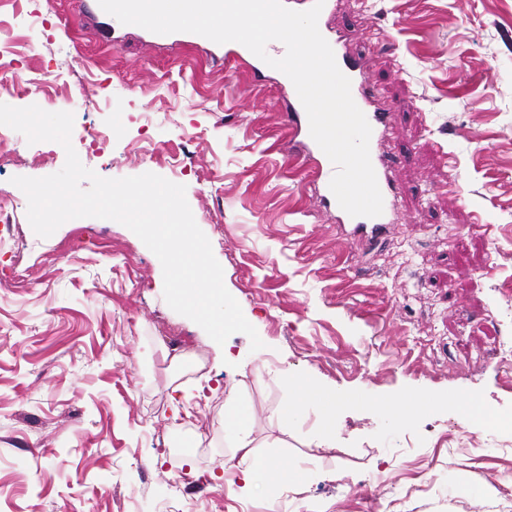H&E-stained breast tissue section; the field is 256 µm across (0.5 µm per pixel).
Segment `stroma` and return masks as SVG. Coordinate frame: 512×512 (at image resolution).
Listing matches in <instances>:
<instances>
[{
  "label": "stroma",
  "instance_id": "obj_1",
  "mask_svg": "<svg viewBox=\"0 0 512 512\" xmlns=\"http://www.w3.org/2000/svg\"><path fill=\"white\" fill-rule=\"evenodd\" d=\"M72 0H0V103L52 94L81 163L184 185L224 285L256 328L216 344L163 297L126 226L76 218L47 238L11 179L61 170L54 142L0 146V512H512V434L456 412L512 411V0H334L392 122L396 203L381 247L314 196L288 139V89L206 43H148ZM335 396L277 410L289 380ZM426 398L395 421L385 401ZM298 485L245 492L224 429ZM226 427L231 428L234 433L235 447L238 451L253 447V422L247 412L236 408L225 410L224 428Z\"/></svg>",
  "mask_w": 512,
  "mask_h": 512
}]
</instances>
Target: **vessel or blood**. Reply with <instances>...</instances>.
<instances>
[{"label": "vessel or blood", "mask_w": 512, "mask_h": 512, "mask_svg": "<svg viewBox=\"0 0 512 512\" xmlns=\"http://www.w3.org/2000/svg\"><path fill=\"white\" fill-rule=\"evenodd\" d=\"M322 36L332 47L336 62L341 71L351 81V94L359 109L366 116L372 132V137H379L388 129L390 110L386 105L376 103L375 93L369 87L366 80V64L363 60L352 57L343 46V36L337 29L324 27ZM289 129L296 137V147L300 155L320 154L321 149L312 139L309 131V121L302 104H295L294 111L289 120ZM371 163L374 168L377 182L383 199H390L394 193V187L387 176L395 160L393 156L371 153ZM343 223L353 224L356 231L372 237H378L385 233L390 224L389 212H382L376 217H352L349 214H341Z\"/></svg>", "instance_id": "1"}]
</instances>
